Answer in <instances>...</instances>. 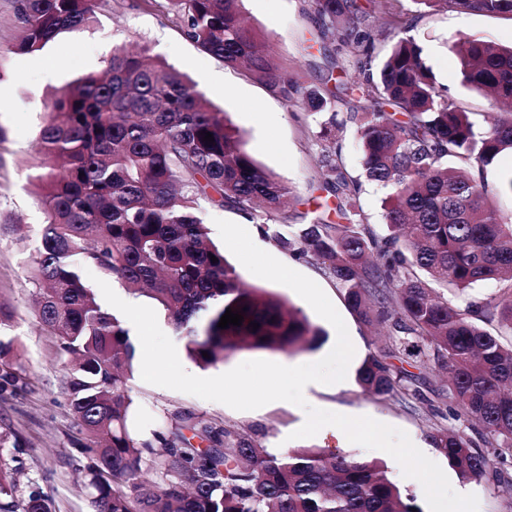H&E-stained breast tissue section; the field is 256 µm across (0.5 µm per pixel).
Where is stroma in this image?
I'll list each match as a JSON object with an SVG mask.
<instances>
[{
    "label": "stroma",
    "mask_w": 512,
    "mask_h": 512,
    "mask_svg": "<svg viewBox=\"0 0 512 512\" xmlns=\"http://www.w3.org/2000/svg\"><path fill=\"white\" fill-rule=\"evenodd\" d=\"M242 14L266 42L277 64L286 68L300 84H320L328 66L347 64L348 58L334 39L317 43L318 24L309 0H243ZM469 33L498 46L512 44V18L483 13L460 14L442 8L425 12L414 24L413 36L423 49V60L436 78L440 93L453 99L480 127L487 126L492 107L487 96L466 89L460 83L458 63L450 50L459 33ZM19 29L12 0H0V93L8 98L0 107V224H23L26 237L16 244L13 235L0 236V301L16 309L11 330L16 341L17 369L26 378V391L0 395V437L4 455L15 471L17 495L25 499L35 494L48 499L55 512H96L88 485L87 462L75 445L79 433L68 399V374L56 354L55 341L39 327L32 310V290L28 284L26 258L40 245V229L45 214L37 201L31 177L39 170L42 156L38 134L43 123V104L66 84L102 71L116 47L135 49L148 46L152 54L167 59L183 73L199 81L206 97L226 112L239 127L246 148L254 160L293 187L295 196L278 223H297L301 212L324 203L320 160L322 146L315 135V116L287 105L269 89L250 79L240 69L202 52L183 34L166 0H107L93 22L59 34L43 50L22 54L12 52ZM349 101L336 105V122L344 130L338 134V161L352 179L361 183L360 204L364 224L373 234L387 232L382 200L385 192L363 179L361 151L348 116ZM253 241L275 258L314 280L332 301L356 348L347 372L345 387L317 385L309 390V405L347 416H369L403 430L423 453L446 467L452 488L476 495L479 512H512V485L487 480L465 482L447 459L433 447L430 435L436 424L431 405L438 392L447 390L446 374L434 363L401 355L395 364L420 382L422 398H374L365 394L356 380V371L383 343L375 327L358 318L350 309L343 289L317 261L296 259L267 237L261 224L245 223ZM248 286L264 288L286 298L300 309L326 337L320 350L336 341L333 326L290 288L256 277L238 267ZM179 359L193 375L211 377L241 362L264 359L283 365L312 359L309 351L286 353L260 349L227 354L223 361L202 366L189 357L183 339H176ZM132 426L135 435L152 438L171 427L174 411L190 412L201 419L224 426L232 434L245 436L266 452L279 454L293 448H332L367 461H378L400 489L414 495L419 508H426L422 485L405 477L400 465L386 452L349 442L344 434L294 438L305 412L300 407L277 401L251 411H237L179 391L144 382L133 374L128 382Z\"/></svg>",
    "instance_id": "1"
}]
</instances>
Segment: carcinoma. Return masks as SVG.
I'll return each instance as SVG.
<instances>
[{
  "label": "carcinoma",
  "mask_w": 512,
  "mask_h": 512,
  "mask_svg": "<svg viewBox=\"0 0 512 512\" xmlns=\"http://www.w3.org/2000/svg\"><path fill=\"white\" fill-rule=\"evenodd\" d=\"M106 0H14L20 30L14 50H42L59 33L83 26ZM458 13L512 16V0H412ZM184 35L224 64L241 68L286 104L333 112L356 98L349 121L367 181L389 190L391 234L365 231L361 186L327 151L325 190L336 197L339 222L318 211L300 214L291 232L265 223L264 233L298 258H313L346 290L364 321L389 324L392 340L358 368L372 397L409 395L407 374L390 359L398 340L428 342L432 360L448 369L452 415L478 427L480 444L496 449L500 466L466 434L440 426L434 447L465 480H505L512 456V303L485 300L459 313L433 286L464 292L478 283H512V216L489 202L484 168L512 154V113L479 129L468 113L439 93L422 48L399 14L375 18L361 0H311L321 35H338L356 63L371 61L378 36L394 33L377 76L331 88L301 86L277 65L242 20L239 0H168ZM452 52L462 83L512 102V46L466 33ZM212 134L214 141L203 140ZM46 157L35 176L46 222L29 263L35 316L67 362L70 406L89 460L99 512H421L384 468L328 448L261 453L224 427L175 412L179 428L212 444L202 451L180 432L140 440L128 427L127 381L137 347L124 322L101 305L82 270L124 282L169 312L187 351L208 365L243 349H313L324 336L301 310L263 288H246L224 251L209 242L205 208L270 217L285 209L292 188L265 171L241 131L218 111L198 83L143 46L119 50L105 69L62 89L46 105L40 130ZM215 256L213 262L210 256ZM240 326L218 323L226 309ZM15 309L0 302V391L27 386L15 366ZM497 322L492 335L478 322ZM250 323L259 328L248 327ZM208 357H203L202 352ZM161 444L157 449L154 443ZM165 474L163 485L140 479L143 465ZM0 455V512H53L34 494L19 502Z\"/></svg>",
  "instance_id": "cac0c4a2"
}]
</instances>
